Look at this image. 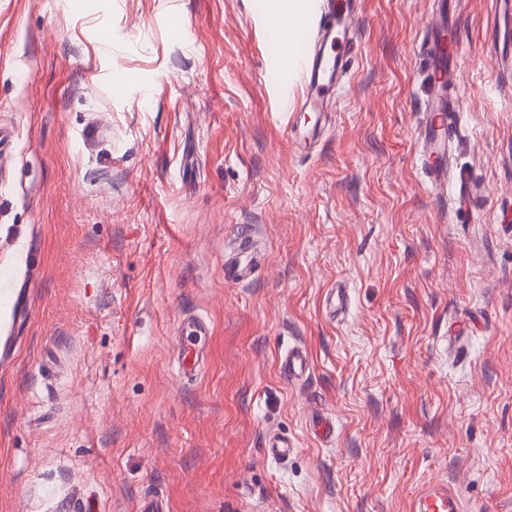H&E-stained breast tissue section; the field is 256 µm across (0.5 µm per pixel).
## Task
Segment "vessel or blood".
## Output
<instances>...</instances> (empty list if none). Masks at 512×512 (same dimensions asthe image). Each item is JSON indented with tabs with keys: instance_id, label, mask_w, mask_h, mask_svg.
Returning a JSON list of instances; mask_svg holds the SVG:
<instances>
[{
	"instance_id": "vessel-or-blood-1",
	"label": "vessel or blood",
	"mask_w": 512,
	"mask_h": 512,
	"mask_svg": "<svg viewBox=\"0 0 512 512\" xmlns=\"http://www.w3.org/2000/svg\"><path fill=\"white\" fill-rule=\"evenodd\" d=\"M437 11L429 29L426 54L431 61L432 92L425 105L427 112L422 141V164L427 177L440 189L448 187L446 158L452 144V130L460 112L456 96L448 88L453 83V67L448 64L445 47L456 32L448 26L447 0H436ZM315 15L293 19L295 28L312 33V50L292 57L291 67L301 74L303 92L294 99L296 111L327 105L334 86L346 72L348 55L355 43L357 29L354 20L358 14L356 0L339 6L337 0H313ZM288 380H296L308 370L310 360L306 351H288L280 361ZM410 512H464L458 496L439 485L423 486L410 506Z\"/></svg>"
}]
</instances>
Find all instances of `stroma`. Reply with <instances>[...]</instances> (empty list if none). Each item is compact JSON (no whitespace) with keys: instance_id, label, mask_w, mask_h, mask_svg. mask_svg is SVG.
<instances>
[{"instance_id":"obj_1","label":"stroma","mask_w":512,"mask_h":512,"mask_svg":"<svg viewBox=\"0 0 512 512\" xmlns=\"http://www.w3.org/2000/svg\"><path fill=\"white\" fill-rule=\"evenodd\" d=\"M454 3L443 194L433 0H363L310 155L266 0H0V512H409L430 483L512 512V22ZM435 1L437 11L425 46L426 55L431 61L432 92L424 109L427 116L421 136V159L426 176L442 191L447 192L446 158L452 144V130L460 108L457 97L448 95V87L453 84L454 67L448 66L445 47L448 38H455L456 31L448 28V2ZM320 135V127H312L301 130L298 126L296 118L291 124V138L297 150L302 153H309V150L318 141ZM281 370L289 381H294L299 375L309 369L310 360L306 351L301 349L288 351L281 358Z\"/></svg>"}]
</instances>
